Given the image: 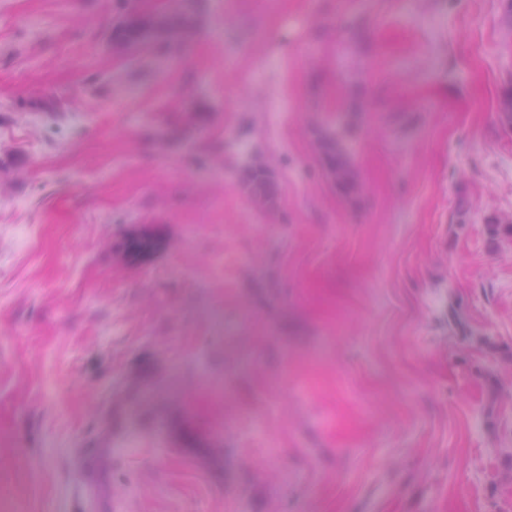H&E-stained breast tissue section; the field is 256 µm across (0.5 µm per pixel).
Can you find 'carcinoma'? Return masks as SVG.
<instances>
[{"mask_svg":"<svg viewBox=\"0 0 512 512\" xmlns=\"http://www.w3.org/2000/svg\"><path fill=\"white\" fill-rule=\"evenodd\" d=\"M199 10L200 0H182L181 10L176 15L130 10L117 20L109 41L121 52L177 43L192 29ZM320 141L328 175L345 196H354L359 191V178L343 151L341 141L329 133L323 134ZM246 182L254 197L268 206L275 204V188L265 171L256 169L250 172ZM157 247V241L149 236L132 238L126 243L127 251L137 256L149 254Z\"/></svg>","mask_w":512,"mask_h":512,"instance_id":"1","label":"carcinoma"}]
</instances>
